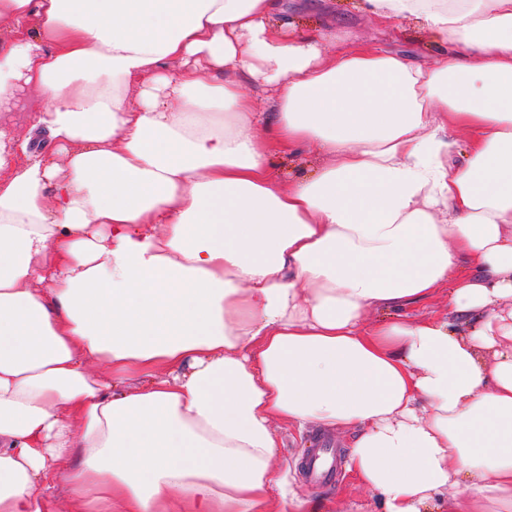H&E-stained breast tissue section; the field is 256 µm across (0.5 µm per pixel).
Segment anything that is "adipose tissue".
I'll return each mask as SVG.
<instances>
[{"label": "adipose tissue", "mask_w": 512, "mask_h": 512, "mask_svg": "<svg viewBox=\"0 0 512 512\" xmlns=\"http://www.w3.org/2000/svg\"><path fill=\"white\" fill-rule=\"evenodd\" d=\"M360 9L445 54L327 55L274 0H0V113L36 92L55 147L0 128V512H318L278 422L353 429L383 512H512V0ZM268 124L321 165L274 178ZM448 305V289L440 288L436 294H434L431 298L411 305L405 308L397 309V310H389L385 312H374L371 314V317H381V316H402L407 317L413 321H420L434 314L442 313L447 310Z\"/></svg>", "instance_id": "1"}]
</instances>
